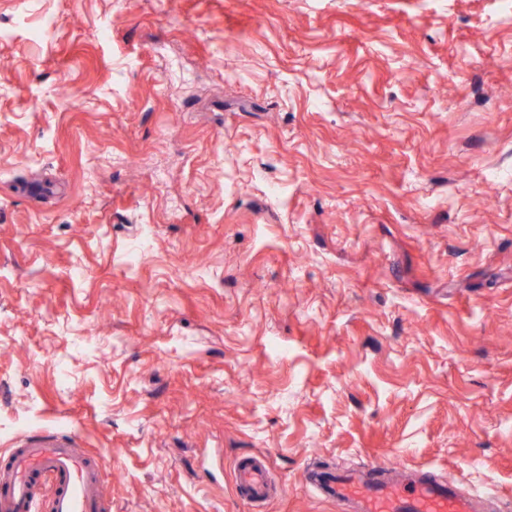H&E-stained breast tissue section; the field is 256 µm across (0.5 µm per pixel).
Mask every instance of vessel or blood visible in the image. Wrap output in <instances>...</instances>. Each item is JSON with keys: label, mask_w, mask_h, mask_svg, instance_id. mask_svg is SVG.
<instances>
[{"label": "vessel or blood", "mask_w": 512, "mask_h": 512, "mask_svg": "<svg viewBox=\"0 0 512 512\" xmlns=\"http://www.w3.org/2000/svg\"><path fill=\"white\" fill-rule=\"evenodd\" d=\"M391 469L383 463L364 473H314L309 484L341 512H479L477 499L434 472L420 470L393 480ZM235 477L243 503H256L271 490L262 456L240 458ZM111 502L101 458L75 434H23L0 451V512H112Z\"/></svg>", "instance_id": "obj_1"}]
</instances>
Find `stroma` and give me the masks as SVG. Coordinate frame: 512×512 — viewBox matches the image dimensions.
<instances>
[{
  "mask_svg": "<svg viewBox=\"0 0 512 512\" xmlns=\"http://www.w3.org/2000/svg\"><path fill=\"white\" fill-rule=\"evenodd\" d=\"M47 430L112 512L377 461L512 512V16L0 0V448ZM238 498L245 504H253L267 497L271 480L267 460L259 455H249L238 460L236 469Z\"/></svg>",
  "mask_w": 512,
  "mask_h": 512,
  "instance_id": "stroma-1",
  "label": "stroma"
}]
</instances>
